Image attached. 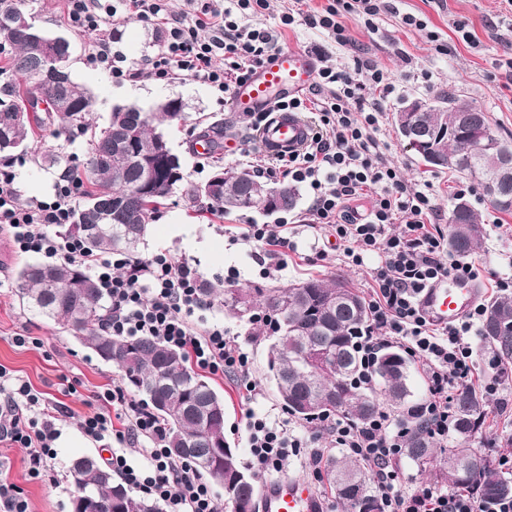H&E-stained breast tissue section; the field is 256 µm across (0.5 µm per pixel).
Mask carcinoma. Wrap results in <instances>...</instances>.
<instances>
[{
    "instance_id": "cac0c4a2",
    "label": "carcinoma",
    "mask_w": 512,
    "mask_h": 512,
    "mask_svg": "<svg viewBox=\"0 0 512 512\" xmlns=\"http://www.w3.org/2000/svg\"><path fill=\"white\" fill-rule=\"evenodd\" d=\"M23 0H0V30L12 29V53L8 65L0 70L8 81L0 87V158H9L27 148L33 126L51 125L54 133L79 127L89 129L88 114L92 96L75 81L60 91L47 89L35 100L27 76L42 69L41 58L28 47L25 32L14 27L19 16L27 15ZM60 95L72 108L58 110L53 98ZM28 107L24 122L16 112ZM46 112V117L39 112ZM181 117V108L167 112L113 110L108 122L91 133L86 162L89 189L78 204L74 223L63 229L82 240L94 254L113 251L136 255L148 224L159 206L185 180L182 162L171 163L161 156L149 159L156 164V178L165 187L160 195L138 186L141 161L138 149L148 142H162L165 136L154 121L170 123ZM412 118L431 137L441 125L463 132L473 140L487 141L492 148L480 147L458 156L451 169L462 174H479L485 194L492 187L499 195L512 199V184L498 183V164L512 163V141L492 127L487 113L414 112ZM224 187L205 194L202 186L187 189L190 200L204 201L216 214L231 211L255 212L272 216L296 207L299 192L295 186L277 198L245 168H219ZM448 248L465 256L475 251L484 236V225L471 206L451 209L448 217ZM18 296L29 311L55 321L93 352L112 342L110 363L118 367L125 381L150 402L156 415L166 424V444L172 457L187 460L210 481L225 488L232 483L237 499L224 496L227 512H239V503L254 512V488L238 456L224 467L213 466L211 454L217 447L229 448L224 441V397L209 379L191 369L182 353L149 336L114 337L102 327L109 304L94 279L80 267L68 263L26 264L18 272ZM211 298L224 296V307L239 318L254 324L251 312L257 310L276 323L267 349V375L278 391L288 413L307 423L327 414L340 415L358 423L369 420L380 403L389 405L410 430L404 455L423 469L432 463L433 448L422 421L410 419L415 405L411 367L402 351L385 348L374 366L375 390H362L352 383L360 370L358 336L368 321L365 301L350 287L342 274L330 280L311 278L288 287L206 288ZM481 351L502 364H512V297L506 295L488 302L480 328ZM334 388L343 400L338 404H319L322 392ZM455 446L448 449L444 476L457 487L477 491L478 498L496 501L512 498V477L489 468L474 448L485 424L488 404L469 388L454 397ZM79 495L96 503V512H163L159 502L133 493L114 481L112 470L98 458L82 456L71 465ZM323 480L334 498L347 512H381V502L373 486V475L359 460L348 456L331 457Z\"/></svg>"
}]
</instances>
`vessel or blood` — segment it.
I'll list each match as a JSON object with an SVG mask.
<instances>
[{"mask_svg":"<svg viewBox=\"0 0 512 512\" xmlns=\"http://www.w3.org/2000/svg\"><path fill=\"white\" fill-rule=\"evenodd\" d=\"M316 75L315 60L302 49L285 47L233 88L230 109L237 115L267 113L259 130L263 148L274 155L298 152L311 137L310 126L298 113L282 109V102L309 91ZM480 282L464 277H443L426 288L420 308L430 321L445 325L466 317L482 298ZM261 512H320L315 487L307 480L283 475L268 481L258 493Z\"/></svg>","mask_w":512,"mask_h":512,"instance_id":"b4317fda","label":"vessel or blood"}]
</instances>
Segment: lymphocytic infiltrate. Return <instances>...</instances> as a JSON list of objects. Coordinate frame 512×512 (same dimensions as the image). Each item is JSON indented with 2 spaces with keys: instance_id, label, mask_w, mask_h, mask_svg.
<instances>
[{
  "instance_id": "obj_1",
  "label": "lymphocytic infiltrate",
  "mask_w": 512,
  "mask_h": 512,
  "mask_svg": "<svg viewBox=\"0 0 512 512\" xmlns=\"http://www.w3.org/2000/svg\"><path fill=\"white\" fill-rule=\"evenodd\" d=\"M67 22L91 38L90 67L115 78L131 77L124 58L112 48L113 35L128 17L135 16L165 30L164 50L152 63L160 80L192 78L219 92L245 79L276 50L278 34L256 18L266 0H183L172 12L169 0H64ZM386 0H326L306 7L290 0L280 17L285 27L301 22L327 32L338 43L349 37L343 23L352 16L371 20L385 9ZM386 72L358 63L354 72L332 66L319 68L310 97L291 100L293 112L317 113L322 132L305 147L283 159L281 174L313 193L310 214L314 223L329 228L343 247V261L362 266L368 254L379 263L370 271L369 320L359 340L363 369L359 387L374 384L370 367L380 349L393 345L416 360L427 384L425 398L411 409L424 420L429 438L444 442L453 424L456 391L475 377L470 333L484 314L476 306L467 317L439 326L419 308L421 292L445 276L479 279L473 262L446 259L447 245L433 219L436 209L429 194L408 187L397 166L380 149L376 138L380 103L366 109L358 101L372 91L388 94ZM84 192L81 171L67 167L51 200L20 203L9 172L0 173V224L8 231L17 253L39 254L89 270L110 301L109 333L118 337L152 336L184 354L189 365L239 381L248 395L259 393L248 353L218 323L204 324L201 312L211 303L202 293L203 278L196 265L172 261L166 254L148 259L124 253H87L81 240L62 234L72 223ZM369 195L371 207L354 217L347 203ZM244 240L263 246L261 275L269 277L287 264L294 244L284 224H249ZM91 412L80 427L90 439L111 440L142 448L148 465L137 468L124 455L112 454L109 464L122 481L141 497L162 502L166 512H218L209 484L188 462L173 459L166 448V428L147 406L134 403L123 383L111 381L92 395ZM72 416L65 403H43L28 382H15L0 367V444L26 451L30 477L50 468L52 443L60 423ZM250 464L259 473L281 469L289 456L307 447L306 439L287 428L268 424L254 413L246 415ZM330 445L360 459L374 476L383 512H512V499L486 503L469 489L441 490L429 481L405 491L395 467L406 446V432L386 412L359 425L343 417L327 416L316 425Z\"/></svg>"
}]
</instances>
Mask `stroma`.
Returning <instances> with one entry per match:
<instances>
[{
  "label": "stroma",
  "instance_id": "35a3bbf8",
  "mask_svg": "<svg viewBox=\"0 0 512 512\" xmlns=\"http://www.w3.org/2000/svg\"><path fill=\"white\" fill-rule=\"evenodd\" d=\"M390 9L374 17L372 26L348 17L344 24L350 41L341 45L318 29L296 24L280 28L279 16L284 0H269L261 21L281 31L280 46L296 47L313 53L318 65H332L341 70L354 69L367 60L388 73L394 91L381 102L382 116L378 138L386 156L397 165L407 182L416 189H429L432 202L441 216H448L456 195L462 194L478 212L486 229L480 247L471 255L483 270L485 300L497 298L498 276L512 273V213L495 209L483 196L479 177L451 169L434 170L414 154L400 138L393 114L403 101L419 98L430 101L440 93L464 95L487 112L494 129L512 139V72L500 62L512 58V23L500 24L499 0H390ZM60 0H24L26 12L36 25L69 38L72 44V77L92 95L90 120L104 126L117 104H134L152 111L163 99L175 98L182 103L183 118L166 127L174 153L183 162L186 185L205 182L215 166L255 168L257 160L266 159L257 132L251 131L247 119L230 110V100L208 85L187 78L176 82L155 79L147 63L161 51L165 40L162 27L136 18L128 19L114 35V47L123 55L126 67L138 70L137 78L116 81L111 74L86 63L90 41L60 16ZM424 21V28L404 25L405 15ZM465 25L473 44L464 43L455 30ZM224 125V146L209 157L197 156V135L210 124ZM88 137L83 133L53 134L51 128L37 132L28 151L6 163L0 171L11 172L21 202L46 200L53 196L65 167L82 166L87 159ZM244 152H237V145ZM54 154L59 165L44 166V155ZM311 194L300 188L295 209L265 217L240 213L224 218L211 214L206 206L188 201L184 187L177 188L151 222L139 248L143 258L158 253L173 261L183 259L196 264L204 279L223 283L228 270H235V287L252 285L286 286L315 276L344 274L361 296L370 293L371 268L378 259L366 258L362 267H349L336 252V244L324 226L313 223L310 215ZM270 222L287 223L288 233L297 250L289 254L286 269L270 278L259 273L256 255L260 248L243 241L245 225ZM7 234L0 233V252L12 253L11 261H0V366L15 378L30 382L46 400L64 401L75 414L86 413V401L98 387L120 378V371L101 361L91 349L75 339L53 321L30 312L18 297L17 272L25 264L38 262L35 254L18 256ZM208 322L222 323L236 336L248 352L255 378L260 384L256 398H248L235 381L211 376L213 386L224 397V439L236 448L240 462H248L246 446V410H253L274 425H287L294 434L304 435V421L292 416L279 400L276 387L266 375L267 338L247 335V321L235 317L221 304L205 311ZM75 393H67V386ZM489 414L474 445L490 467H497L500 455L512 452V378L488 397ZM69 432L67 443L54 447L51 469L42 478L29 477L25 451L0 445V479L18 486L29 512H72L71 502L78 493L69 469L72 459L92 454L107 459L108 449L86 439L77 422L61 424Z\"/></svg>",
  "mask_w": 512,
  "mask_h": 512
}]
</instances>
